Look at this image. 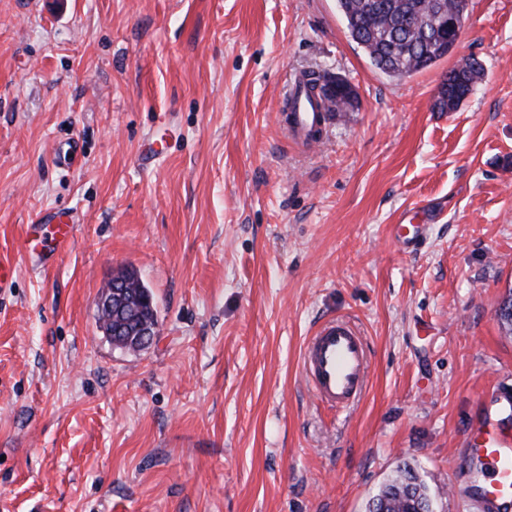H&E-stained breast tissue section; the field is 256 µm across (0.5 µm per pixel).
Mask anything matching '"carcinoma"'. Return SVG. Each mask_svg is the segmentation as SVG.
<instances>
[{
    "instance_id": "obj_1",
    "label": "carcinoma",
    "mask_w": 512,
    "mask_h": 512,
    "mask_svg": "<svg viewBox=\"0 0 512 512\" xmlns=\"http://www.w3.org/2000/svg\"><path fill=\"white\" fill-rule=\"evenodd\" d=\"M351 39L367 54L377 70L391 77H404L432 66L450 53L448 40L437 36L430 15L455 9V0H338ZM479 62L473 57L460 61L448 72L446 87L438 89L432 109L451 112L459 102L455 88L470 82L480 73ZM308 98L319 99L327 112H346L356 107L342 90V79L326 75L312 77L305 84ZM151 294L138 277L132 278L125 293L116 296L108 289L100 294L97 304L98 322L103 332H113L117 346L131 351L140 350V327L157 325L156 308L142 302ZM426 485L409 466L381 489V506L377 512H417L415 497L425 494Z\"/></svg>"
}]
</instances>
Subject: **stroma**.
I'll return each mask as SVG.
<instances>
[{
  "label": "stroma",
  "instance_id": "1",
  "mask_svg": "<svg viewBox=\"0 0 512 512\" xmlns=\"http://www.w3.org/2000/svg\"><path fill=\"white\" fill-rule=\"evenodd\" d=\"M467 57L481 81L433 111ZM312 72L360 105L306 147L282 108ZM49 210L75 233L40 270L18 243ZM0 259V512H365L406 465L464 512L460 445L489 385L512 396V0H469L401 78L336 0H0ZM129 267L138 352L97 322ZM337 317L371 351L340 411L303 370Z\"/></svg>",
  "mask_w": 512,
  "mask_h": 512
}]
</instances>
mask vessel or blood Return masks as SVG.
<instances>
[{"mask_svg": "<svg viewBox=\"0 0 512 512\" xmlns=\"http://www.w3.org/2000/svg\"><path fill=\"white\" fill-rule=\"evenodd\" d=\"M307 100H299L298 110L287 123L293 139L306 140L313 120ZM43 221L54 224L53 244L36 249L29 239H21L20 251L31 254L36 267L55 262L70 244L74 226L68 214L49 211ZM303 365L315 397L328 407L339 410L352 405L365 391L369 381L370 352L365 338L344 319L323 324L308 341ZM512 412V398L495 393L484 401L481 441L467 444L459 461L466 468L479 469L482 483L467 488L473 512H512V435L498 427L501 415Z\"/></svg>", "mask_w": 512, "mask_h": 512, "instance_id": "1", "label": "vessel or blood"}]
</instances>
